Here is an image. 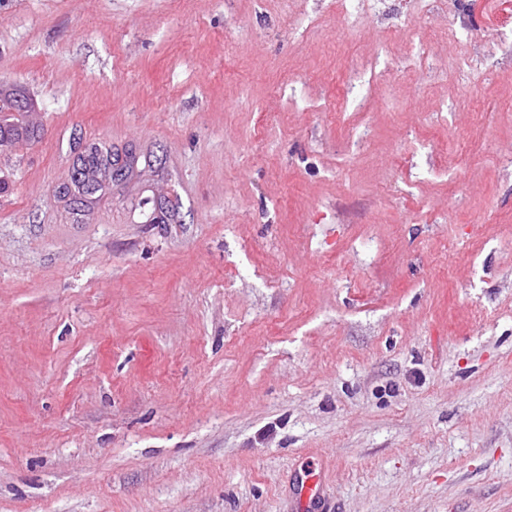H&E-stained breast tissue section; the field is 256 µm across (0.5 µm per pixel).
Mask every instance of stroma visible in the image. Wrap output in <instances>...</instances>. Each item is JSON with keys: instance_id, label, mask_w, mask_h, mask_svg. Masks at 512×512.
<instances>
[{"instance_id": "stroma-1", "label": "stroma", "mask_w": 512, "mask_h": 512, "mask_svg": "<svg viewBox=\"0 0 512 512\" xmlns=\"http://www.w3.org/2000/svg\"><path fill=\"white\" fill-rule=\"evenodd\" d=\"M485 0H0V512H512V23ZM457 32L439 43L438 22ZM124 164L84 212L85 148ZM321 502V489L320 484L316 477L309 473L303 479L301 478L298 485V503L301 512H322V511H309V510H323L319 506Z\"/></svg>"}]
</instances>
